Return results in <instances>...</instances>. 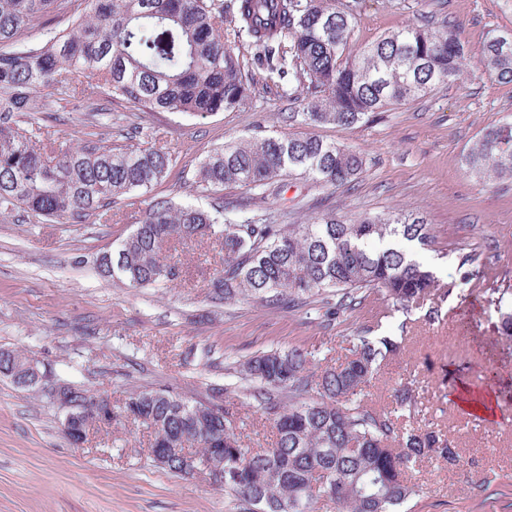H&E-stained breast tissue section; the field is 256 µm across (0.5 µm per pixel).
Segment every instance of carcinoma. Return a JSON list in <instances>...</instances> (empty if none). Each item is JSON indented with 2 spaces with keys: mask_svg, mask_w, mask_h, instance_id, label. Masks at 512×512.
Listing matches in <instances>:
<instances>
[{
  "mask_svg": "<svg viewBox=\"0 0 512 512\" xmlns=\"http://www.w3.org/2000/svg\"><path fill=\"white\" fill-rule=\"evenodd\" d=\"M77 2L0 0L3 214L83 222L110 211L116 199L149 193L171 164L161 149L114 147L94 131L79 148H57L41 137L39 117L49 111L54 91L204 118L246 106L256 84L271 83L304 102V111L288 118L351 127L462 74L464 45L448 27L405 26L343 58L353 9H337L336 0H84L69 32L13 48L43 16L67 14ZM226 22L251 47L257 71L246 70L224 41ZM483 63L512 82V45L490 39ZM18 112L27 119L15 120ZM463 162L479 180L512 179V122L473 141ZM363 166L359 152L315 135L256 133L226 144L201 163L195 184L206 190L239 184L252 191L251 201L231 209L221 201L204 210L155 200L112 263L100 268L135 287L166 286L182 269L165 253L214 237L224 248V269L211 284L214 303L258 299L279 308L327 294L336 298V312L346 313L376 290L407 311L436 284L434 272L409 250L437 244L424 217L347 221L325 212L309 224H273L255 209L256 201L279 191L278 177L351 187ZM399 350L391 337L358 336L336 367L317 369L303 348L248 359L240 374L253 382L257 412L276 430L270 448L244 444L229 407L216 412L167 389L130 394L109 420L147 430L153 461L175 476L190 474L187 460L196 456L224 464V492L243 512H317L322 501L336 512H397L415 494L408 476L423 458L462 463L442 431L407 425L415 414L410 381L392 384L385 409L364 403L366 388ZM19 362L18 352L0 348V373H14Z\"/></svg>",
  "mask_w": 512,
  "mask_h": 512,
  "instance_id": "obj_1",
  "label": "carcinoma"
}]
</instances>
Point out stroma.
I'll list each match as a JSON object with an SVG mask.
<instances>
[{"label": "stroma", "mask_w": 512, "mask_h": 512, "mask_svg": "<svg viewBox=\"0 0 512 512\" xmlns=\"http://www.w3.org/2000/svg\"><path fill=\"white\" fill-rule=\"evenodd\" d=\"M336 6L354 11L350 55L401 26L448 20L465 45L461 79L353 127L288 120L300 103L262 88L249 106L204 118L132 112L120 102L88 113L78 111L75 100L55 101L46 131L62 148L83 145L88 120L119 145L129 125L141 124L149 144L171 154L173 165L151 194L132 205L116 201L104 220L17 222L0 215V348L34 358L58 378L119 405L145 388L169 389L191 402L209 399L228 371L270 349L302 347L334 365L345 361L352 338L363 331L400 336L404 348L373 379L368 405L389 404L388 379L411 376L413 426L441 430L466 458L456 467L423 460L412 476L419 492L407 512H512V402L500 399L512 392V337L498 333L497 305L483 294L512 284V179L480 181L462 160L473 141L512 116V83L481 62L488 40L512 31V0H336ZM258 130L316 135L365 160L351 190L284 179L281 196L262 204L278 223L305 224L324 211L347 220L421 214L437 246L416 257L435 272L437 291L406 312L374 292L332 320L321 295L290 309L256 299L217 305L211 281L224 253L210 240L178 245L174 257L184 276L170 286L135 288L98 274L97 257L119 247L152 200L207 209L219 195L228 201L248 196L240 185L220 193L196 187L195 172L211 151ZM472 252L479 256V283L462 264ZM431 307L439 311L432 323L426 319ZM459 378L475 395L497 401L495 418H472L449 399ZM224 402L237 411L245 444L268 447L275 431L256 413L248 382ZM62 419L47 394L0 375V512H239L207 475L184 479L157 467L146 430L105 425L78 448Z\"/></svg>", "instance_id": "obj_1"}]
</instances>
